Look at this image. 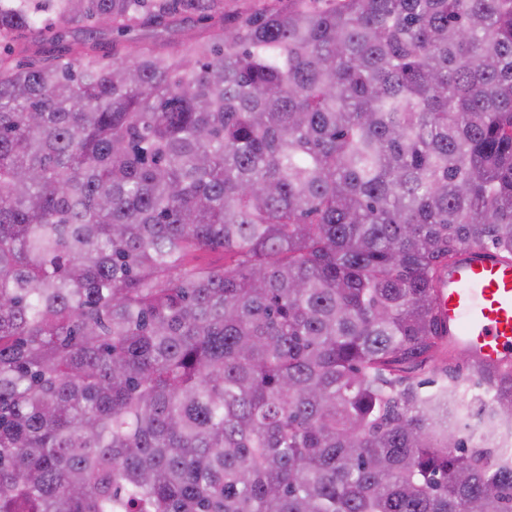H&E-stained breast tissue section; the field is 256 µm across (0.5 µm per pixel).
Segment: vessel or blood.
Returning a JSON list of instances; mask_svg holds the SVG:
<instances>
[{
	"instance_id": "b4317fda",
	"label": "vessel or blood",
	"mask_w": 512,
	"mask_h": 512,
	"mask_svg": "<svg viewBox=\"0 0 512 512\" xmlns=\"http://www.w3.org/2000/svg\"><path fill=\"white\" fill-rule=\"evenodd\" d=\"M449 344L485 367L512 361V259L467 248L448 265L440 293Z\"/></svg>"
}]
</instances>
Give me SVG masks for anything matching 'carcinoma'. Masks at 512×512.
Here are the masks:
<instances>
[{"label":"carcinoma","instance_id":"carcinoma-1","mask_svg":"<svg viewBox=\"0 0 512 512\" xmlns=\"http://www.w3.org/2000/svg\"><path fill=\"white\" fill-rule=\"evenodd\" d=\"M39 10L209 35L0 55V512H512L437 314L512 258V0H0V41ZM204 35L205 29L203 23L176 17L169 24L168 29L161 33L154 34L148 31H141L138 33H131L127 35L125 39L127 40V51L130 52V57L144 42H163L166 43L167 50L171 51L184 49L188 43L201 38Z\"/></svg>","mask_w":512,"mask_h":512}]
</instances>
